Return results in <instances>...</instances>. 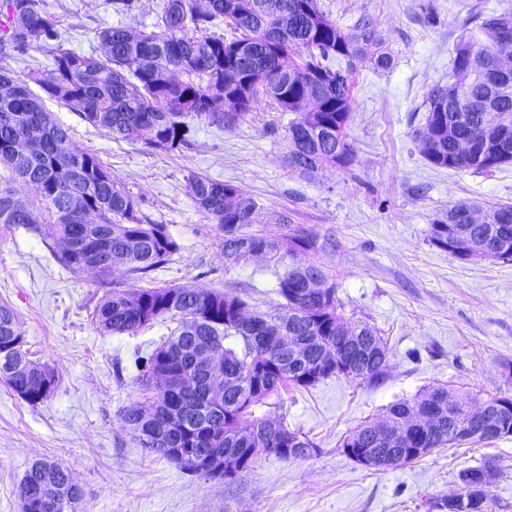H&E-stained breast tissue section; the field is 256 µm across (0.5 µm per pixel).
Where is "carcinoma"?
I'll return each mask as SVG.
<instances>
[{
    "mask_svg": "<svg viewBox=\"0 0 512 512\" xmlns=\"http://www.w3.org/2000/svg\"><path fill=\"white\" fill-rule=\"evenodd\" d=\"M477 29L463 26L454 46L448 82L431 88L421 134L426 158L435 166L485 174L512 161V85L501 91L495 110L477 112L473 100L486 92L487 72L501 56L512 58V44L490 51L480 34L512 29V10L473 13ZM223 23L234 37L209 30ZM102 51L78 53L65 46L46 0H0V224L23 228L38 236L63 267L80 269L84 262L101 265L100 281L112 285L95 306L93 320L104 334L134 336L164 318L176 322L150 353L136 359L145 402L122 412L121 421L135 432L144 448L181 465L180 449L216 435L224 447L240 455L250 444L239 430L258 427L271 440L270 452L283 459H302L315 444L291 431L284 419L261 411L267 400L292 385L310 389L332 376L368 386L388 377L387 342L367 323H353L338 312L335 286L313 300L301 294L313 277L328 278L314 261L290 268L279 278L282 311L265 314L250 309L240 296L219 289L200 293L160 286L126 288L129 279L144 280L167 264L178 245L163 224L141 217L139 197L112 178L97 154L73 144L70 128L52 121L44 99L76 109L82 119L115 140L175 151L191 141V121L206 116L232 126L251 111L259 97L293 115L285 128L288 168L307 178L314 172L351 160L346 127L351 114L349 74L330 62L348 66L368 60L376 69L393 64L380 34L363 20L345 30L320 7L319 0H163L156 29L135 32L129 26L102 29ZM38 42L50 54L52 68L17 74L9 61ZM318 103L307 108L311 97ZM461 139H477L496 156L487 166L478 158L457 159ZM33 183L45 216L37 218L31 204L17 196L14 184ZM189 187L195 205L224 231V256L239 261L253 256L271 260L283 254L333 250L336 241L300 228L281 240L244 231L257 223L258 204L238 185L193 175ZM471 203L459 201L431 224V242L464 259L450 242L467 233L499 243V259L512 260V204L485 208L481 224H461L458 215ZM350 333L357 354L351 366L331 362L346 351L340 331ZM15 311L0 305V379L30 405L48 400L55 388L51 367L28 358ZM205 342L224 369L215 384L200 378L188 349ZM305 344L301 359L292 357L291 342ZM24 376L13 373L19 361ZM164 372L173 385L152 388ZM446 384L422 390L412 401L387 408L402 443L386 448L375 443L365 421L342 442L343 452L374 448L413 463L424 453L412 448H442L460 438L480 435L488 442L512 437V396L487 399L494 425L480 432L459 427L463 411L449 398ZM420 407L432 419H408ZM179 413L183 425L170 428ZM276 429L267 430L268 423ZM57 490L51 502L28 500L25 491L38 482L31 467L19 483L20 512H69L70 501L82 497L68 469L52 463ZM494 467L486 462L458 474L457 490L434 503L437 512H490L489 489L478 501L469 498L470 477Z\"/></svg>",
    "mask_w": 512,
    "mask_h": 512,
    "instance_id": "obj_1",
    "label": "carcinoma"
}]
</instances>
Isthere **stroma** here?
I'll list each match as a JSON object with an SVG mask.
<instances>
[{
    "label": "stroma",
    "instance_id": "35a3bbf8",
    "mask_svg": "<svg viewBox=\"0 0 512 512\" xmlns=\"http://www.w3.org/2000/svg\"><path fill=\"white\" fill-rule=\"evenodd\" d=\"M472 0H319L349 29L370 20L394 62L356 63L346 132L350 163L305 179L285 163L289 115L256 101L233 127L201 117L190 146L172 152L114 141L74 110L46 101L77 148L95 152L113 178L141 199L178 245L155 286L221 288L255 310L276 313L278 280L314 259L336 287L342 311L375 328L389 347V378L369 387L342 377L282 393L289 429L314 441L311 454L285 460L259 452L235 479H208L141 448L120 415L143 402L133 377L135 352L157 346L164 319L137 335L100 334L91 315L108 287L87 271L63 268L26 230L0 227V304L17 313L34 359L52 367L51 397L32 406L0 381V512H19L18 486L36 461L67 468L82 490L78 512H432L457 488L461 470L494 460L493 512H512V438L446 445L417 462L365 468L341 448L363 421L432 383L460 396L512 395V261L461 260L430 240L432 222L459 200L512 203V163L488 174L432 165L416 135L428 91L445 83ZM67 47L90 52L101 29L152 30L162 0H141L135 17L110 0H47ZM206 176L242 187L259 204L251 232L280 239L297 226L336 240L333 252L299 253L272 263L224 256V233L192 200L188 179ZM288 223H277L278 214Z\"/></svg>",
    "mask_w": 512,
    "mask_h": 512
}]
</instances>
